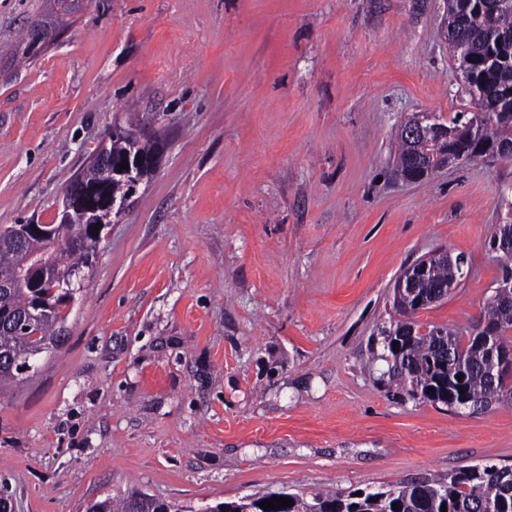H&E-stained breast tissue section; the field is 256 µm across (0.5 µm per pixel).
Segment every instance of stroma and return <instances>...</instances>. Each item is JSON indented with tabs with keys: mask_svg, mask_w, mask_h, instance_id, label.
<instances>
[{
	"mask_svg": "<svg viewBox=\"0 0 512 512\" xmlns=\"http://www.w3.org/2000/svg\"><path fill=\"white\" fill-rule=\"evenodd\" d=\"M0 0V226L54 224L66 186L138 113L154 172L102 233L66 332L0 394L15 512H84L135 486L192 508L347 493L512 465V405L448 411L379 360L402 271L468 274L416 322L464 328L512 164L397 173L408 118L475 105L445 0Z\"/></svg>",
	"mask_w": 512,
	"mask_h": 512,
	"instance_id": "35a3bbf8",
	"label": "stroma"
}]
</instances>
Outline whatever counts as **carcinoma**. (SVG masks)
I'll return each mask as SVG.
<instances>
[{"mask_svg":"<svg viewBox=\"0 0 512 512\" xmlns=\"http://www.w3.org/2000/svg\"><path fill=\"white\" fill-rule=\"evenodd\" d=\"M447 28L449 49L478 111L469 117L457 112L447 124L434 120L438 129L421 147L398 135L400 162L419 152L424 165H431L441 139L450 153L468 152L480 144L512 146V0H500L494 12L483 7V0H448ZM135 128L130 123L112 135L108 148L115 160L127 151L125 133ZM101 183L111 194L126 192L121 180L106 183L97 169L88 167L67 187L69 217L48 225L51 238L33 233L19 242L14 226L0 229V283L8 284L0 288V389L21 381L17 364H32L59 343L73 289L58 284L76 278L97 251L101 235L84 219L82 197L87 188ZM508 214L510 218L495 225L488 241L490 246L509 244L499 254L503 279L512 275V208ZM460 278L453 261H441L417 293L394 298L402 319L385 331L378 358L388 364L390 378L414 400L471 410L483 407L496 389V403H512V378L494 370L501 355H512V315L505 314L503 301L489 297L469 329L432 325L423 331L413 320L419 298L451 293ZM402 328L411 335L397 336ZM268 499L266 494L251 501L217 503L209 506V512H265L258 503ZM289 499L291 506L278 512H441L443 505L447 512H512V467L477 464L452 471L442 480L400 481L384 491L291 494ZM86 512L187 510L131 487L116 497L88 503Z\"/></svg>","mask_w":512,"mask_h":512,"instance_id":"1","label":"carcinoma"}]
</instances>
